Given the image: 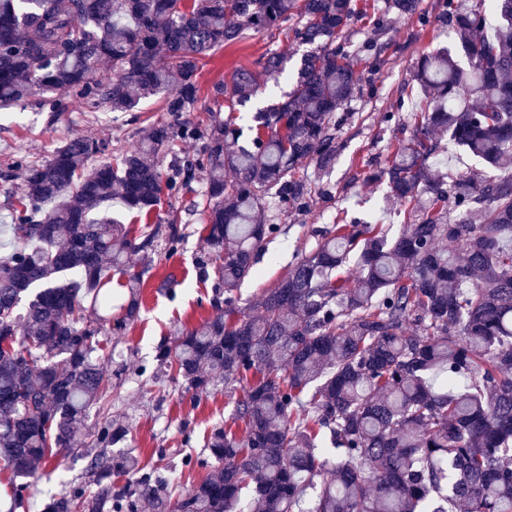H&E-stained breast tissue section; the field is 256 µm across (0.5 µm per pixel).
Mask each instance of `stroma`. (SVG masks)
<instances>
[{"label":"stroma","instance_id":"stroma-1","mask_svg":"<svg viewBox=\"0 0 512 512\" xmlns=\"http://www.w3.org/2000/svg\"><path fill=\"white\" fill-rule=\"evenodd\" d=\"M383 0H356L357 14L346 39L354 54L360 83L345 106L348 118L336 125V157L326 169L307 163L297 170L305 196L300 204L269 215L281 227L267 245L256 273L238 288L236 305L247 309L256 294L275 287L288 270L312 250L314 229H330L358 220L382 223L399 229L409 222L408 208L386 212L382 200L388 191L376 171L386 168L398 141L413 130L412 114L420 98L411 95L414 66L425 53L448 46L452 24L444 14V0H423V13L410 18L389 16L385 30H378L377 9ZM297 20L269 30L251 33L245 40L227 46L207 59L197 81L199 109L228 115L227 97L212 94L215 83L231 81L234 73L260 70L267 55L287 57V71H295L303 52L295 41ZM160 98H152L134 112H98L67 99L62 111H53L40 93H32L21 105L0 111V166L10 154L23 150L39 159H49L67 140L93 137L106 140L110 148L137 145L142 129L166 119ZM206 190V176L195 173L171 204L162 205L149 222L137 221L133 213L114 206L112 215L131 236L145 229H168L177 224L184 237L176 250L158 245L149 258L134 254L132 271L140 273L142 310L126 331L111 340V357L101 365L112 376V416L129 429L121 453L160 465L177 476L180 494H188L206 470L197 459L213 427L228 420L240 386L217 387L192 397L184 381H171L156 370L155 355L162 343L173 342L177 332L213 315L212 288L200 282L195 261L205 249L200 215L193 208ZM88 461L80 453L67 456L59 466H39L30 481L29 495L18 512H44L49 498L70 483L84 480Z\"/></svg>","mask_w":512,"mask_h":512}]
</instances>
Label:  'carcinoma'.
<instances>
[{
	"mask_svg": "<svg viewBox=\"0 0 512 512\" xmlns=\"http://www.w3.org/2000/svg\"><path fill=\"white\" fill-rule=\"evenodd\" d=\"M421 3L383 0L377 25ZM448 9L454 43L421 58L416 128L384 173V205L412 206L414 222L393 236L336 225L240 316L233 292L280 232L265 198L300 202L296 170L336 153L332 120L358 85L352 0H0V111L37 87L56 112L67 97L130 112L165 93L173 117L133 150L72 138L48 160L18 152L0 171L24 182L0 228L20 243L0 258V466L11 473L0 512L23 505L36 465L126 440L99 356L103 332L139 316L126 256L154 251L156 232L132 238L101 208L117 199L148 217L198 169L209 175V251L196 269L224 314L183 330L156 361L195 397L241 384L231 424L204 442L212 470L170 502L164 471L88 453L95 490L81 481L45 512H138L141 500L169 512H512V0ZM293 18L310 49L287 99L256 110L249 140L213 112L182 119L197 109L205 59ZM284 69L271 54L215 93L243 107ZM437 130L486 171L448 179ZM186 137L200 151L164 175L155 157ZM114 273L128 288L115 316ZM92 411L100 420L85 439ZM114 468L135 471L134 485L112 487Z\"/></svg>",
	"mask_w": 512,
	"mask_h": 512,
	"instance_id": "carcinoma-1",
	"label": "carcinoma"
}]
</instances>
